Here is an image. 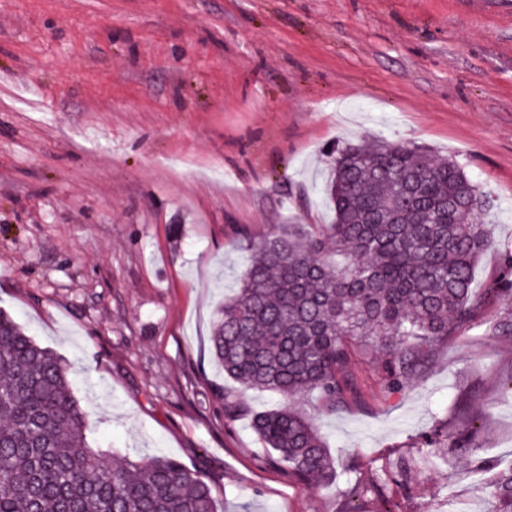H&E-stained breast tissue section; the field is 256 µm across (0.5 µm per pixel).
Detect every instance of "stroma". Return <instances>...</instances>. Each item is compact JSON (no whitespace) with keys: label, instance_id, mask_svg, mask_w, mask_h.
Returning <instances> with one entry per match:
<instances>
[{"label":"stroma","instance_id":"1","mask_svg":"<svg viewBox=\"0 0 512 512\" xmlns=\"http://www.w3.org/2000/svg\"><path fill=\"white\" fill-rule=\"evenodd\" d=\"M379 138L455 157L512 242V19L459 0H0V310L72 360L95 446L168 456L221 512H487L474 432L512 464V337L439 341L384 392L367 341L357 388L298 398L334 460L313 491L249 418H224L210 336L248 264L242 236L326 224L327 154ZM475 456V457H476ZM406 468V487L372 483ZM445 437V439L438 437L427 442L425 444L426 448H448V456H453L470 453L472 448L476 447L473 432L452 436L450 439H448V435Z\"/></svg>","mask_w":512,"mask_h":512}]
</instances>
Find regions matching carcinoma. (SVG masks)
I'll return each instance as SVG.
<instances>
[{"label":"carcinoma","instance_id":"carcinoma-1","mask_svg":"<svg viewBox=\"0 0 512 512\" xmlns=\"http://www.w3.org/2000/svg\"><path fill=\"white\" fill-rule=\"evenodd\" d=\"M330 224L292 225L259 243L243 238L249 265L215 311L212 357L230 380L284 399L251 416L279 462L312 489L334 462L295 399L313 391L334 407L352 386L357 343L373 337L380 380L409 386L428 353L462 336L481 312L489 336H512V244L481 295L473 274L493 245L481 222L490 202L452 157L410 144L346 143L329 155ZM70 366L0 311V512H219L211 487L181 461L124 457L89 438L92 413L69 383ZM224 418L249 414L241 392L221 389ZM473 433L428 448L459 455ZM480 490L487 512H512V467Z\"/></svg>","mask_w":512,"mask_h":512}]
</instances>
